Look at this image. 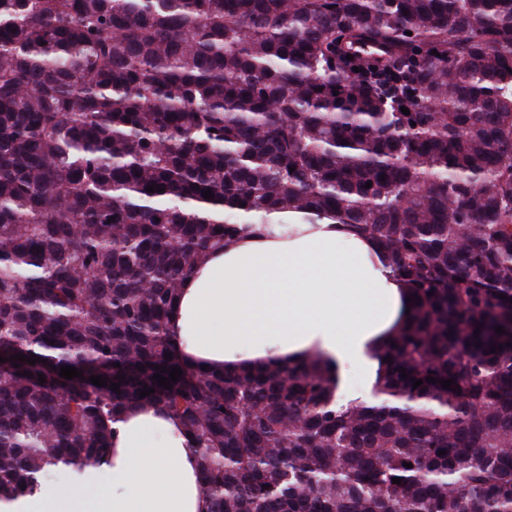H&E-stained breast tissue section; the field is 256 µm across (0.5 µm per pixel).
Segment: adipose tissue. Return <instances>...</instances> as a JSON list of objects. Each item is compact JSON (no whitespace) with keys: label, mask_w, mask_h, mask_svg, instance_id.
Instances as JSON below:
<instances>
[{"label":"adipose tissue","mask_w":512,"mask_h":512,"mask_svg":"<svg viewBox=\"0 0 512 512\" xmlns=\"http://www.w3.org/2000/svg\"><path fill=\"white\" fill-rule=\"evenodd\" d=\"M410 291L375 242L345 224L281 215L226 236L183 280L168 314L180 356L209 370L295 363L320 353L370 382L375 353L407 321ZM199 461L157 404L123 411L112 451L0 512H207Z\"/></svg>","instance_id":"ef3b65f1"}]
</instances>
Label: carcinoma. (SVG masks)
<instances>
[{"mask_svg": "<svg viewBox=\"0 0 512 512\" xmlns=\"http://www.w3.org/2000/svg\"><path fill=\"white\" fill-rule=\"evenodd\" d=\"M289 212L421 299L363 400L167 333L209 249ZM0 351L39 359L0 364V501L158 403L208 512H512V0H0Z\"/></svg>", "mask_w": 512, "mask_h": 512, "instance_id": "carcinoma-1", "label": "carcinoma"}]
</instances>
